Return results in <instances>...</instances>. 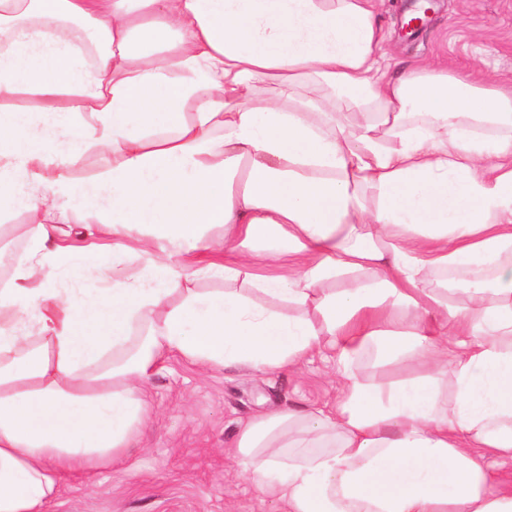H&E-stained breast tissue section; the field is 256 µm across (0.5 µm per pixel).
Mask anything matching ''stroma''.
I'll list each match as a JSON object with an SVG mask.
<instances>
[{
  "label": "stroma",
  "instance_id": "obj_1",
  "mask_svg": "<svg viewBox=\"0 0 512 512\" xmlns=\"http://www.w3.org/2000/svg\"><path fill=\"white\" fill-rule=\"evenodd\" d=\"M412 3L377 0L388 76L432 65L512 86V0H435L429 24L409 37L400 26ZM66 242L93 254L80 283L85 291L139 271L136 259L113 271L111 247L80 226H72ZM341 385L332 363L318 354L289 369L257 373L206 370L166 353L146 386L151 417L129 448L94 475L65 478L44 512H286L242 472L235 438L264 413L332 406Z\"/></svg>",
  "mask_w": 512,
  "mask_h": 512
}]
</instances>
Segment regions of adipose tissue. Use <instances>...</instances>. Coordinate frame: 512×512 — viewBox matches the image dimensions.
I'll return each instance as SVG.
<instances>
[{
	"label": "adipose tissue",
	"mask_w": 512,
	"mask_h": 512,
	"mask_svg": "<svg viewBox=\"0 0 512 512\" xmlns=\"http://www.w3.org/2000/svg\"><path fill=\"white\" fill-rule=\"evenodd\" d=\"M384 39L376 0H0V214L30 217L0 287V512L121 454L167 352L333 360V409L235 442L287 512H512L488 463L512 460V92L388 78ZM66 224L139 275L55 288L90 262Z\"/></svg>",
	"instance_id": "obj_1"
}]
</instances>
